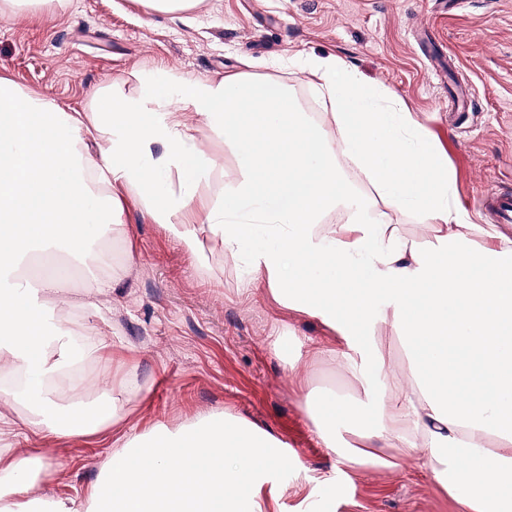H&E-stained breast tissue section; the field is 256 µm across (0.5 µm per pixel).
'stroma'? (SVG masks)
Returning a JSON list of instances; mask_svg holds the SVG:
<instances>
[{"label": "stroma", "mask_w": 512, "mask_h": 512, "mask_svg": "<svg viewBox=\"0 0 512 512\" xmlns=\"http://www.w3.org/2000/svg\"><path fill=\"white\" fill-rule=\"evenodd\" d=\"M334 55L366 82L397 93L448 156L456 196L472 221L492 227L475 204L485 192H512V0H200L189 15H162L143 0H45L35 13L0 6V77L82 111L101 93L140 96L169 73L218 79L249 67L281 80L296 104L326 131L329 103L300 68ZM199 144L222 158L206 189L218 195L239 171L230 144L187 116ZM125 234L105 232L122 279L107 297L105 320L75 305L72 327H96L136 367L126 428L176 429L217 411L246 420L282 442L297 463L262 492L265 512H462L430 468L397 448L390 467L351 469L314 432L273 341L328 342L317 319L248 289L243 266L219 241L199 254L166 235L134 199L122 202ZM320 392L365 405L379 380L361 384L330 362L307 374ZM116 430L25 443L62 463L46 493H87Z\"/></svg>", "instance_id": "obj_1"}]
</instances>
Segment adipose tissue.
Here are the masks:
<instances>
[{"instance_id": "adipose-tissue-1", "label": "adipose tissue", "mask_w": 512, "mask_h": 512, "mask_svg": "<svg viewBox=\"0 0 512 512\" xmlns=\"http://www.w3.org/2000/svg\"><path fill=\"white\" fill-rule=\"evenodd\" d=\"M333 109L328 134L278 80L237 72L220 80L168 74L138 99L100 97L83 112L0 78V397L23 403L22 425L0 413V512H263V475L293 457L247 421L199 415L189 426L116 438L82 497L42 494L55 463L17 452L19 438L96 436L122 420L130 374L87 398L75 375L105 346L80 342L52 303L69 292L59 272L28 276L39 255L81 273L80 304L102 313L115 288L95 225L135 199L152 223L195 251L202 234L245 262L286 306L317 317L336 344L275 347L297 378L315 361L377 378L370 428L361 406L309 389L301 402L326 448L352 467L386 465L383 448L424 461L468 512H512V241H474L456 201L447 155L399 96L366 84L334 56L304 61ZM230 141L239 173L223 198L201 192L216 168L183 121L185 109ZM162 153H155V145ZM357 163L384 209L357 195L343 171ZM417 211L437 233L438 256L403 240L387 209ZM345 224L320 228L324 213ZM392 330L409 362L398 377L379 336Z\"/></svg>"}]
</instances>
